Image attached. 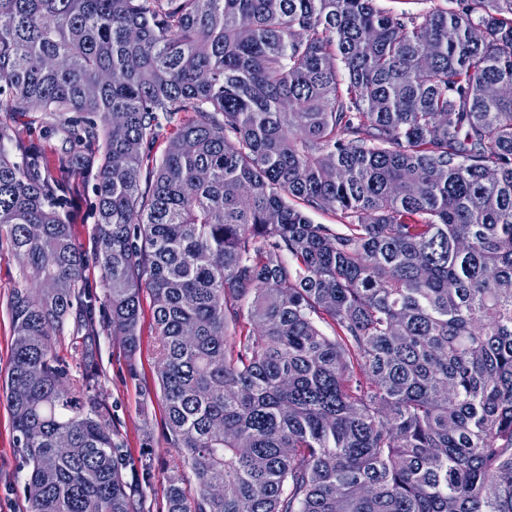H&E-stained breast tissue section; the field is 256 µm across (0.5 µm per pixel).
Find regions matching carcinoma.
<instances>
[{
    "label": "carcinoma",
    "instance_id": "1",
    "mask_svg": "<svg viewBox=\"0 0 512 512\" xmlns=\"http://www.w3.org/2000/svg\"><path fill=\"white\" fill-rule=\"evenodd\" d=\"M456 2L0 0V243L41 273L9 301L27 512H147L152 460L53 336L132 354L145 290L165 512H512V0ZM89 153L101 296L64 208ZM378 5L393 13L408 11L414 14L435 8L448 9L453 6L448 0H379ZM35 113L30 112L26 117H21L15 120V125L19 132L22 133L25 138V142L32 144L33 146L41 149L48 161L57 166L59 161L64 160L69 153V144L63 142L60 137H53L51 139H44L40 133L34 130V126L29 124L34 118ZM32 116V117H31ZM55 348L59 357L65 360L68 368L69 378L78 381L85 377L86 363L79 355L73 352L72 344L82 342L81 336L76 335L72 323L66 322L56 331Z\"/></svg>",
    "mask_w": 512,
    "mask_h": 512
}]
</instances>
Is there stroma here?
<instances>
[{"label":"stroma","mask_w":512,"mask_h":512,"mask_svg":"<svg viewBox=\"0 0 512 512\" xmlns=\"http://www.w3.org/2000/svg\"><path fill=\"white\" fill-rule=\"evenodd\" d=\"M74 240L82 250H89L95 227L94 180L89 175L75 178L67 197ZM29 273L23 272L8 246L0 247V381L9 368L13 330L9 309L12 289L25 286ZM156 336L153 329V303L150 295L142 297L141 336L135 356H128L119 339L100 333L96 341L98 369L97 394L112 412L125 454L140 458L152 454L155 459L152 485L147 500L152 512H161L166 479L182 462L165 443L164 407L157 389ZM21 453L15 446L12 415L0 396V512H26L20 482Z\"/></svg>","instance_id":"1"}]
</instances>
